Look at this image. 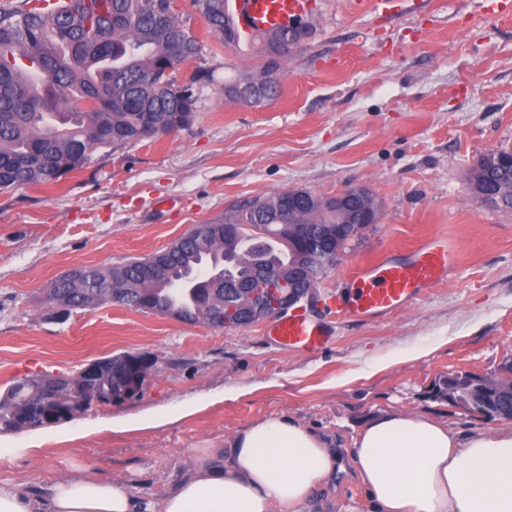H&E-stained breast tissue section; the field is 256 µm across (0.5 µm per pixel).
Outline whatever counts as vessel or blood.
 Instances as JSON below:
<instances>
[{
  "instance_id": "obj_1",
  "label": "vessel or blood",
  "mask_w": 512,
  "mask_h": 512,
  "mask_svg": "<svg viewBox=\"0 0 512 512\" xmlns=\"http://www.w3.org/2000/svg\"><path fill=\"white\" fill-rule=\"evenodd\" d=\"M231 25L243 38L292 28L310 20L311 0H228ZM456 261L444 240H430L409 258L392 259L362 269L351 302L336 299L325 314L281 312L271 318L265 333L275 344L314 352L330 340L333 321L383 316L406 306L425 288L444 280Z\"/></svg>"
}]
</instances>
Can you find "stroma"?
Wrapping results in <instances>:
<instances>
[{"instance_id": "stroma-1", "label": "stroma", "mask_w": 512, "mask_h": 512, "mask_svg": "<svg viewBox=\"0 0 512 512\" xmlns=\"http://www.w3.org/2000/svg\"><path fill=\"white\" fill-rule=\"evenodd\" d=\"M307 35L279 74L280 95L257 105L224 98L225 77L263 59L210 33L191 0H173L199 39L184 80L212 69L194 121L96 151L62 188L0 193V394L35 373L72 374L100 358L151 355L141 393L49 428L0 432V479L26 491L76 474L151 495L192 464L190 448L254 421L289 416L335 435L342 473L313 512H358L351 440L394 411L466 431L504 425L450 401L449 375H499L512 360V210L476 195L478 158L512 149V13L486 0H316ZM367 188L379 218L341 253L316 290L350 298L357 271L405 257L435 235L457 253L447 278L409 307L346 320L314 353L280 347L264 323L219 328L116 303L57 318L46 300L72 269L107 267L168 247L233 204L303 189L330 197ZM193 415L175 422L177 408ZM157 418L127 433L113 419Z\"/></svg>"}]
</instances>
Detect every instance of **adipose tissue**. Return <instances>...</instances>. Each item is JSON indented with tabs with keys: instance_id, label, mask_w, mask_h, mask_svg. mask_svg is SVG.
<instances>
[{
	"instance_id": "1",
	"label": "adipose tissue",
	"mask_w": 512,
	"mask_h": 512,
	"mask_svg": "<svg viewBox=\"0 0 512 512\" xmlns=\"http://www.w3.org/2000/svg\"><path fill=\"white\" fill-rule=\"evenodd\" d=\"M352 448L366 512H512V426L466 434L400 411L366 422ZM190 454L192 466L152 496L85 475L27 493L0 481V512H309L339 468L334 437L286 416Z\"/></svg>"
}]
</instances>
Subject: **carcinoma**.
Returning <instances> with one entry per match:
<instances>
[{
    "label": "carcinoma",
    "instance_id": "obj_1",
    "mask_svg": "<svg viewBox=\"0 0 512 512\" xmlns=\"http://www.w3.org/2000/svg\"><path fill=\"white\" fill-rule=\"evenodd\" d=\"M48 0L0 4V191L19 186L53 189L82 169L100 148L140 142L148 128L166 133L178 121L191 122L198 99L174 96L172 71L196 59L199 41L172 11L171 0H78L51 12ZM226 0H192L208 28L238 46ZM94 23L98 37L85 38ZM285 29L253 39L251 49L265 58L260 75L239 72L224 79V99L253 103L278 93L276 74L306 36ZM340 221L327 197L306 190L258 196L231 206L224 218L197 224L165 249L112 267H86L79 280L64 275L49 294L70 297L73 308L102 304L112 295L136 310L175 314L214 323L212 308L224 305V289L200 288L193 298L170 297L148 276L153 261L180 276L206 260L215 268L233 264L234 277L261 286L286 281L299 269L319 283L322 271L308 265L300 235ZM36 376L23 377L0 396V430L23 428L35 400ZM133 380L105 374L99 387L121 393ZM454 395L482 412L479 379L460 377L448 385Z\"/></svg>",
    "mask_w": 512,
    "mask_h": 512
}]
</instances>
